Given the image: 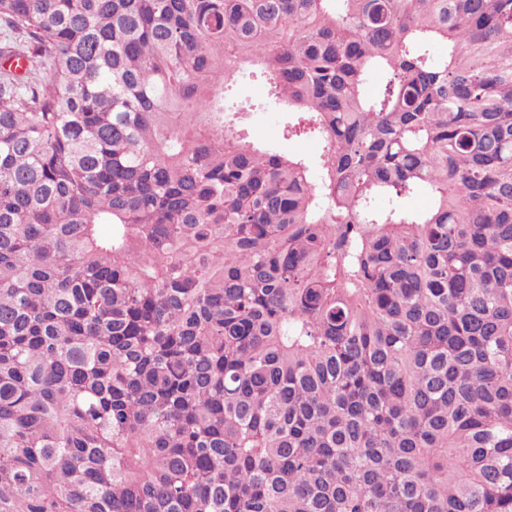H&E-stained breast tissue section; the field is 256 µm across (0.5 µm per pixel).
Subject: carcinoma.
Wrapping results in <instances>:
<instances>
[{
    "label": "carcinoma",
    "mask_w": 512,
    "mask_h": 512,
    "mask_svg": "<svg viewBox=\"0 0 512 512\" xmlns=\"http://www.w3.org/2000/svg\"><path fill=\"white\" fill-rule=\"evenodd\" d=\"M0 27L50 62L0 71V512H512V0ZM244 65L318 176L224 111Z\"/></svg>",
    "instance_id": "obj_1"
}]
</instances>
